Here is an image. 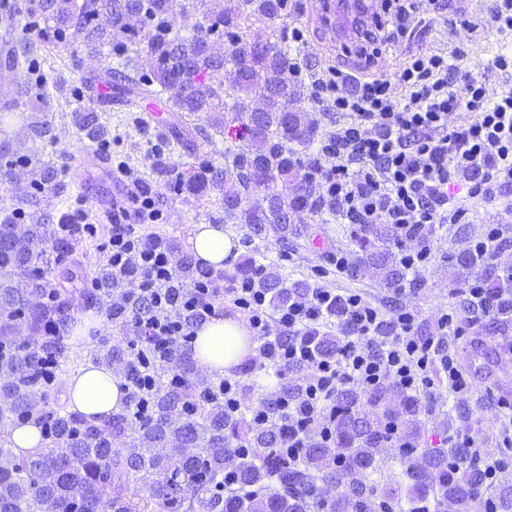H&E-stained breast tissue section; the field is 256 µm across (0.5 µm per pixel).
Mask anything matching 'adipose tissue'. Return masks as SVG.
<instances>
[{"instance_id": "ef3b65f1", "label": "adipose tissue", "mask_w": 512, "mask_h": 512, "mask_svg": "<svg viewBox=\"0 0 512 512\" xmlns=\"http://www.w3.org/2000/svg\"><path fill=\"white\" fill-rule=\"evenodd\" d=\"M185 248L197 262L215 270L232 266L240 253L236 236L220 224L194 225ZM255 347L244 323L213 316L196 332L193 358L201 370L221 376L253 354ZM65 383L71 404L89 417L119 411L128 397L123 377L91 363Z\"/></svg>"}]
</instances>
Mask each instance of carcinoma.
Wrapping results in <instances>:
<instances>
[{
    "instance_id": "carcinoma-1",
    "label": "carcinoma",
    "mask_w": 512,
    "mask_h": 512,
    "mask_svg": "<svg viewBox=\"0 0 512 512\" xmlns=\"http://www.w3.org/2000/svg\"><path fill=\"white\" fill-rule=\"evenodd\" d=\"M287 0H213L204 21L197 20L184 0H38V14L52 34L13 43L7 65L31 69L48 43L72 40L88 54L107 44L123 62L113 102L133 105L144 96L172 92L171 106L188 114H207L212 125L234 112L245 119L248 143L233 153L232 164L219 169L202 162L176 181L174 188L197 197L224 188V215L261 237L275 233L286 243L290 224L307 215L333 214L334 201L313 190L321 165L306 162L288 143L311 145L317 120L298 103L304 88L288 79L296 58L278 30ZM258 21L269 30L265 40L249 42L242 30ZM180 24L186 34L174 31ZM37 99L44 121L33 128L41 138L51 131L53 107L26 82L17 97L0 103L13 114L19 99ZM233 103H228V100ZM75 123L91 142L107 139L98 112H75ZM29 157L0 144V178L8 181ZM300 179L299 192L288 200L271 193L262 208L244 205L257 187L270 188L279 178ZM81 231L68 223L16 224L10 213L0 219V512H427L449 500L456 512H472L487 473L471 459V449L423 448L428 399L400 395L391 386L365 392L356 386L337 390L332 403L333 438L290 456L280 447L288 422L261 428L245 412L224 411L220 387L197 373L189 347L180 344L157 354L151 336L140 327L135 339L97 338L86 355L68 343L73 322L71 295L82 293L85 306L105 315L119 329L150 307L133 296L112 300V274L96 277L95 287L59 288L36 272L50 261L76 253ZM357 246L347 275L370 279L388 293L403 287L407 268L392 246L389 224H363L354 234ZM453 281L464 285L479 277L499 306L497 331L512 329V265L493 263L481 254L460 252L451 262ZM272 269L259 286L278 307L308 291L303 281L280 287ZM43 298L29 310L24 294ZM326 319L346 329V307L336 299ZM319 353L337 355L339 337L312 331ZM139 355H151L153 381L144 395L148 414L135 417L128 407L88 419L59 401L58 377L77 371L86 360L131 377L140 375ZM168 381H163V378ZM299 399L290 382L262 400L275 413L280 403ZM40 426L44 448L30 454L17 450L11 429L29 421ZM399 442V456L386 448ZM231 468L238 488L224 493V469ZM133 476L147 493H129L115 481ZM491 512L512 509V484L496 486Z\"/></svg>"
}]
</instances>
